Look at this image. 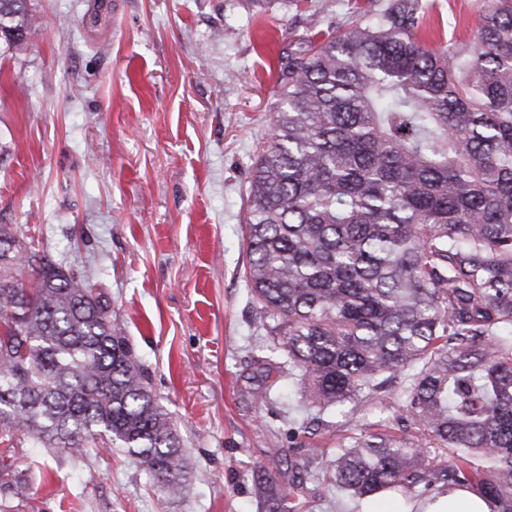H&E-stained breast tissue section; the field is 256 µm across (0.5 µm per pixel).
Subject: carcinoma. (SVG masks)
Here are the masks:
<instances>
[{"mask_svg": "<svg viewBox=\"0 0 512 512\" xmlns=\"http://www.w3.org/2000/svg\"><path fill=\"white\" fill-rule=\"evenodd\" d=\"M31 0H0L17 50ZM418 0L288 55L247 190L245 278L288 377L323 414L405 375L398 421L325 454L360 504L464 487L512 512V0L423 47ZM0 224V484L14 444L117 445L174 497L193 463L98 281Z\"/></svg>", "mask_w": 512, "mask_h": 512, "instance_id": "cac0c4a2", "label": "carcinoma"}]
</instances>
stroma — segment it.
I'll return each instance as SVG.
<instances>
[{
  "mask_svg": "<svg viewBox=\"0 0 512 512\" xmlns=\"http://www.w3.org/2000/svg\"><path fill=\"white\" fill-rule=\"evenodd\" d=\"M387 0H31L23 50L0 52V224L37 229L56 261L95 274L195 475L179 496L133 458L17 453L0 512H354L309 478L311 448L400 435V383L328 420L281 395L243 276L246 190L267 145L280 66L299 40ZM427 45L466 36L483 0H419ZM272 473L283 501L254 494Z\"/></svg>",
  "mask_w": 512,
  "mask_h": 512,
  "instance_id": "obj_1",
  "label": "stroma"
}]
</instances>
